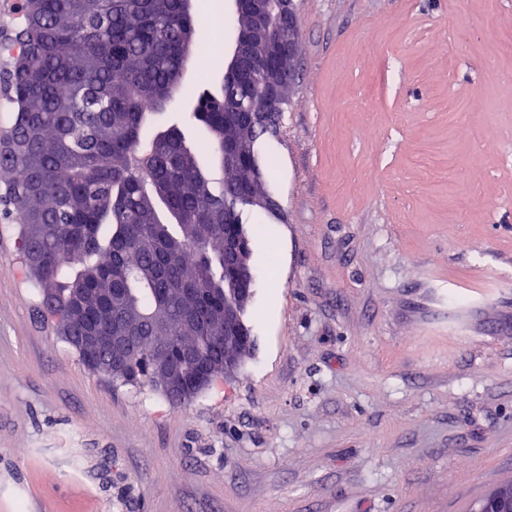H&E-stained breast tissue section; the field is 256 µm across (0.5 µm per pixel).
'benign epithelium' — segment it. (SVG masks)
Instances as JSON below:
<instances>
[{
    "label": "benign epithelium",
    "instance_id": "1",
    "mask_svg": "<svg viewBox=\"0 0 512 512\" xmlns=\"http://www.w3.org/2000/svg\"><path fill=\"white\" fill-rule=\"evenodd\" d=\"M275 15L266 36H257L254 23L249 22L236 34L227 59L224 81L235 80L242 53L253 51L263 57L267 48L274 47L286 62V69L274 83L275 91L287 87L295 76V63L300 51V36L294 0H269ZM224 274L236 286V299L224 304V357L215 360L198 346L174 352L162 343L150 349L153 371L161 383L163 393L180 402H189L208 388L214 378L230 377L249 352L254 339L243 319L245 305L252 297L253 273L247 241L241 234L224 236ZM81 302H76L66 319L57 325L69 342L84 354L87 368L113 380H129L135 376L131 358L136 349L147 340L145 336H90L79 332L75 324L84 318ZM474 512H512V483L495 487L477 504Z\"/></svg>",
    "mask_w": 512,
    "mask_h": 512
}]
</instances>
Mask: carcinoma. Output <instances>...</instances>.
I'll return each mask as SVG.
<instances>
[{
  "label": "carcinoma",
  "instance_id": "carcinoma-1",
  "mask_svg": "<svg viewBox=\"0 0 512 512\" xmlns=\"http://www.w3.org/2000/svg\"><path fill=\"white\" fill-rule=\"evenodd\" d=\"M198 28L179 0L162 10L157 0H28L17 37L0 44L17 105L11 137L0 140V183L22 259L56 296L43 316L66 313L71 289L92 288L87 324H112L116 311L97 297L124 270L136 316L152 317L166 296L159 336L170 347L224 335V319L210 315L227 287L224 230L245 232L252 195H264L254 104L268 103L275 124L285 96L272 95L274 60L252 59L236 84L198 90L189 117L142 139L144 103L157 109L179 93L183 35L197 45ZM205 154L220 169L216 189Z\"/></svg>",
  "mask_w": 512,
  "mask_h": 512
}]
</instances>
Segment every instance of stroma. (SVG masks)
<instances>
[{"instance_id": "1", "label": "stroma", "mask_w": 512, "mask_h": 512, "mask_svg": "<svg viewBox=\"0 0 512 512\" xmlns=\"http://www.w3.org/2000/svg\"><path fill=\"white\" fill-rule=\"evenodd\" d=\"M296 9L232 377L175 407L92 373L0 203V512H472L512 482V0ZM223 78L188 64L145 135Z\"/></svg>"}]
</instances>
